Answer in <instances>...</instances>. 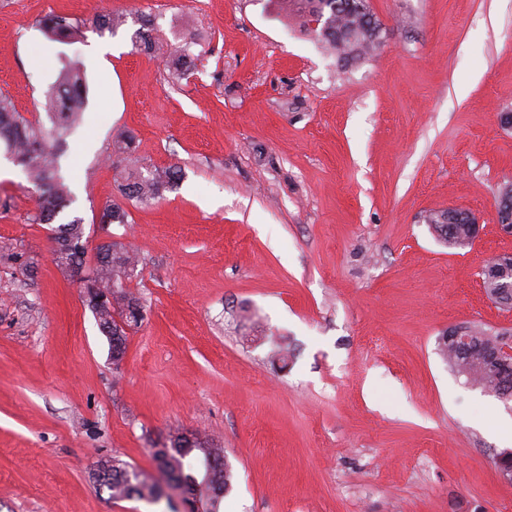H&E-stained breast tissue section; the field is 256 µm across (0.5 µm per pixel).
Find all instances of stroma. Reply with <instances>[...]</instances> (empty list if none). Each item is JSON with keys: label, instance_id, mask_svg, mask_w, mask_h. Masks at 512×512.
Wrapping results in <instances>:
<instances>
[{"label": "stroma", "instance_id": "obj_1", "mask_svg": "<svg viewBox=\"0 0 512 512\" xmlns=\"http://www.w3.org/2000/svg\"><path fill=\"white\" fill-rule=\"evenodd\" d=\"M372 56L341 65L269 0H0V93L27 119L63 58L87 86L61 158L97 238L120 200L112 136L182 178L128 205L145 318L112 360L83 288L56 265L36 190L0 144V512H188L179 492L112 501L93 473L197 433L221 446L220 512H512L495 464L512 402L452 372L449 327L512 331L481 271L512 253L496 198L512 185V0H369ZM123 26L99 35V12ZM69 15L77 42L40 16ZM206 53L183 77L136 50L140 14ZM460 207L480 238L439 243ZM448 209H458V208H448ZM448 209L446 210H440L437 212H433L429 215L428 223L429 224H435L438 228L441 230H445V233L447 235H450L453 238H449L450 242L453 245L457 246H469L471 245L480 235V224H478V221L476 217L469 211L465 210V213L460 217H465V224H468L470 228V233L465 238H459L461 236H465L467 233V228L465 227V224H457L459 223V220H454L453 217H448ZM460 210V209H458ZM451 221H455L454 224L450 223ZM454 225V226H453ZM453 226V227H452ZM452 227V229H451ZM452 230V232L449 234L448 231Z\"/></svg>", "mask_w": 512, "mask_h": 512}]
</instances>
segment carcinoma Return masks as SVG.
I'll return each instance as SVG.
<instances>
[{"mask_svg": "<svg viewBox=\"0 0 512 512\" xmlns=\"http://www.w3.org/2000/svg\"><path fill=\"white\" fill-rule=\"evenodd\" d=\"M336 0H271L279 16H291L301 26L315 34L336 55L338 62L348 65L373 54L381 44L380 24L375 15L371 32L355 27L358 8L369 4V0H345L346 8L336 12L331 5ZM330 9L329 24L314 29L310 16L322 8ZM124 22L123 15L99 13L92 25L101 35L114 33ZM37 24L51 39L72 41L77 39L78 28L63 14H48L40 17ZM135 48L154 52L164 48L165 41L148 15L140 17V27L134 34ZM195 41L190 40L177 47L174 53L175 70L182 76L194 65L191 52ZM86 105V85L82 64L70 62L60 71L59 77L45 98L44 108L51 122L46 127L40 121H30L22 116L13 100L0 95V142L4 143L14 163L24 170L28 180L36 189V204L33 221L48 224L54 232L53 260L67 269L72 265L86 266L87 247L82 242L85 235L81 218L75 216L65 223H56L60 214L73 202L68 184L59 175V158L63 136L81 120ZM136 137L130 131L119 132L112 141V171L119 184L123 199L137 205L148 206L163 196L182 176L176 166L148 168L133 157ZM104 215L112 224L127 223L128 212L118 202L103 207ZM428 223L450 232L459 238L466 235L463 224L453 223L448 211L440 210L429 215ZM138 259L133 250L124 244L111 243L96 248L93 255L92 274L102 287L114 282H132L137 277ZM144 304L130 288H119L112 302V312L99 316L100 326L112 328V335L127 342L126 329L138 326L142 320ZM471 342L460 349L446 336L438 342L439 351L448 366L457 374L485 392L496 394L500 387L512 386V364L503 368L492 359V351L498 334L477 326L469 327ZM160 479L150 478L137 468L118 458L104 460L102 480L97 488L107 491L112 500L140 499L154 501L161 497L158 481L175 485L186 483L198 487L199 501L203 512H219L224 494L231 488L232 472L224 449L216 448L209 440L192 435V443L171 455H155Z\"/></svg>", "mask_w": 512, "mask_h": 512, "instance_id": "obj_1", "label": "carcinoma"}]
</instances>
